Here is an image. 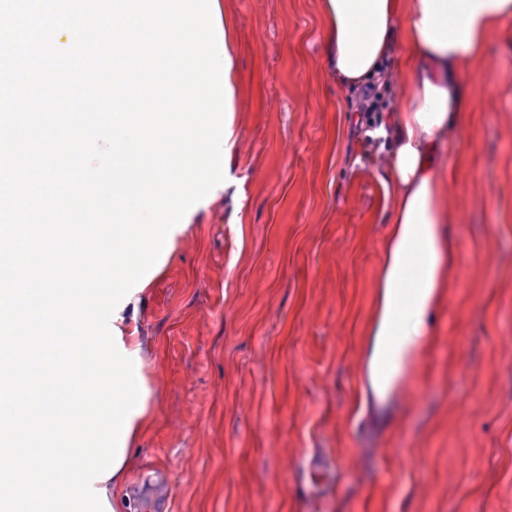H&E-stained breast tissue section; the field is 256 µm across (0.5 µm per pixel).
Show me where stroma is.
<instances>
[{"mask_svg":"<svg viewBox=\"0 0 512 512\" xmlns=\"http://www.w3.org/2000/svg\"><path fill=\"white\" fill-rule=\"evenodd\" d=\"M236 46L222 183L142 295L154 424L125 512H512V28L443 150L455 270L384 411L362 348L389 232L387 142L337 84L320 0H219ZM331 473L319 490L307 465Z\"/></svg>","mask_w":512,"mask_h":512,"instance_id":"obj_1","label":"stroma"}]
</instances>
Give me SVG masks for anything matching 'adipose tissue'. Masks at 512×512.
I'll return each instance as SVG.
<instances>
[{"mask_svg": "<svg viewBox=\"0 0 512 512\" xmlns=\"http://www.w3.org/2000/svg\"><path fill=\"white\" fill-rule=\"evenodd\" d=\"M327 56L343 85L379 80L384 62L405 45L411 90L374 137L389 139L385 174L391 186L389 236L363 348L366 382L384 403L408 365L424 351L448 281L457 242L445 231L446 168L441 148L471 106L466 72L493 32L512 26V0H321ZM151 426L150 411L132 415L123 461L101 482L124 486L134 445Z\"/></svg>", "mask_w": 512, "mask_h": 512, "instance_id": "obj_1", "label": "adipose tissue"}]
</instances>
